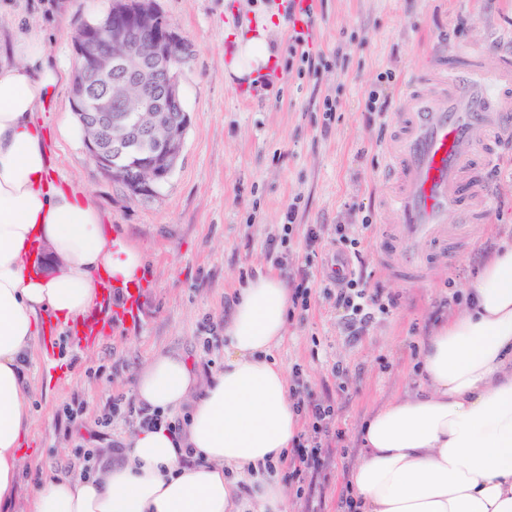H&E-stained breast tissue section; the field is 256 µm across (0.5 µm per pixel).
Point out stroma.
<instances>
[{
    "label": "stroma",
    "mask_w": 512,
    "mask_h": 512,
    "mask_svg": "<svg viewBox=\"0 0 512 512\" xmlns=\"http://www.w3.org/2000/svg\"><path fill=\"white\" fill-rule=\"evenodd\" d=\"M154 5L192 47L181 75L191 124L168 181L154 195L134 197L95 166L82 136L57 133L59 123L77 121L68 83L75 68L73 36L84 22L105 14L111 0H0V45L10 46L20 34L40 35L49 62L66 78L45 112L57 180L92 196L106 223L142 251L152 282L138 328L103 326L77 349L66 329L41 327L23 371L35 426L8 512H26L43 479L79 477L78 449L123 447L137 428L136 417L110 406L116 399L134 400V376L152 353L182 355L202 383L223 368L231 303L251 275L266 268V239L294 203L298 224L320 225L321 242L308 249L299 232L290 245L294 258L312 262V301L309 310L289 318L272 355L286 371L302 367L311 397L335 400L336 427L345 440L322 458L304 496L291 497L290 512H337L360 456L364 420L415 383L421 342L447 319L448 297L465 290L488 246L512 236V145L502 149L501 174L492 181L490 220L424 284L393 276L375 240H368L363 260L370 284L396 296L397 304L356 337L345 331L330 285L335 227H355L367 215L376 225L393 221L379 198L386 188L390 123L405 85L429 70L439 53L500 44L512 33V0H313L309 48L329 64L301 77L283 0ZM262 19L276 29L275 65L266 79L227 81L224 61L234 51L227 29ZM385 71L396 79L378 85ZM374 87L388 101L375 118L366 110ZM326 96L338 105L329 125L320 110ZM337 365L343 378L333 373ZM69 404L83 407L76 420L63 414Z\"/></svg>",
    "instance_id": "stroma-1"
}]
</instances>
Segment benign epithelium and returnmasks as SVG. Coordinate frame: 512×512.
Listing matches in <instances>:
<instances>
[{
	"label": "benign epithelium",
	"instance_id": "1",
	"mask_svg": "<svg viewBox=\"0 0 512 512\" xmlns=\"http://www.w3.org/2000/svg\"><path fill=\"white\" fill-rule=\"evenodd\" d=\"M77 59L72 105L84 126V145L96 166L134 197L175 169L190 115L181 93L188 43L150 0H114L74 41ZM150 159L131 177L120 156L142 143Z\"/></svg>",
	"mask_w": 512,
	"mask_h": 512
}]
</instances>
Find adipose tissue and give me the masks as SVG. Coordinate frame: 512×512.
<instances>
[{"instance_id":"1","label":"adipose tissue","mask_w":512,"mask_h":512,"mask_svg":"<svg viewBox=\"0 0 512 512\" xmlns=\"http://www.w3.org/2000/svg\"><path fill=\"white\" fill-rule=\"evenodd\" d=\"M270 40L267 29L239 32L225 75L268 71ZM45 52L32 37L15 61L0 59V506L15 496L18 450L34 424L22 367L40 316L68 324L97 306L101 279L145 267L135 247H114L84 189L55 179L40 118L63 76ZM290 305L283 278L251 277L224 325V369L206 385L184 357L153 353L135 375L136 399L164 417L186 410L181 436L163 423L138 429L96 475L43 480L30 512H288V486L267 465L301 431L287 372L271 355ZM421 348L420 385L361 427L348 477L357 512H512V239L498 242L463 308Z\"/></svg>"}]
</instances>
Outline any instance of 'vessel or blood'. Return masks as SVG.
<instances>
[{
    "label": "vessel or blood",
    "mask_w": 512,
    "mask_h": 512,
    "mask_svg": "<svg viewBox=\"0 0 512 512\" xmlns=\"http://www.w3.org/2000/svg\"><path fill=\"white\" fill-rule=\"evenodd\" d=\"M426 81L431 91L412 80L392 125L386 206L396 219L376 238L386 268L416 284L489 220L493 189L484 170L512 143V51L477 47L462 64L441 57ZM147 286L143 274L113 278L99 305L70 329V343L83 347L108 322L136 326Z\"/></svg>",
    "instance_id": "b4317fda"
}]
</instances>
